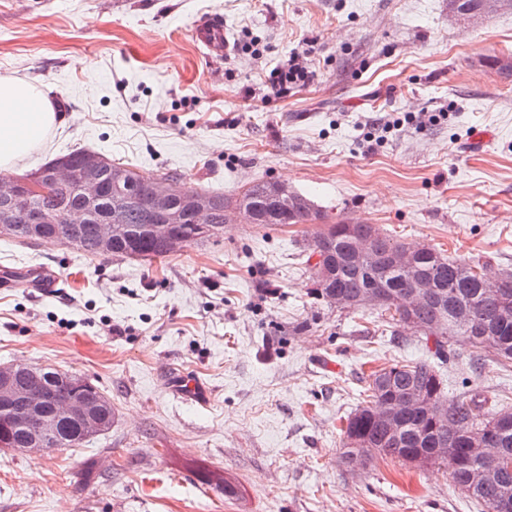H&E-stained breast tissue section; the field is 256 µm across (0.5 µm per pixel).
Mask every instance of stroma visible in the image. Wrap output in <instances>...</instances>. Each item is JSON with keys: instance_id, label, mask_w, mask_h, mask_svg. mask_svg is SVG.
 I'll return each mask as SVG.
<instances>
[{"instance_id": "1", "label": "stroma", "mask_w": 512, "mask_h": 512, "mask_svg": "<svg viewBox=\"0 0 512 512\" xmlns=\"http://www.w3.org/2000/svg\"><path fill=\"white\" fill-rule=\"evenodd\" d=\"M203 17L228 30L222 59L192 40ZM294 51L313 79L273 93ZM510 54L512 12L463 25L448 0H0V76L64 115L14 176L83 148L228 198L275 181L495 274L512 272V78L484 60ZM316 230L233 222L150 264L0 237V365L74 373L115 411L78 448L0 449V512H480L444 468L342 463L366 376L430 354L377 310L311 296ZM35 265L55 290L32 288ZM178 370L208 407L173 398ZM439 371L449 396L512 409V368L463 345Z\"/></svg>"}]
</instances>
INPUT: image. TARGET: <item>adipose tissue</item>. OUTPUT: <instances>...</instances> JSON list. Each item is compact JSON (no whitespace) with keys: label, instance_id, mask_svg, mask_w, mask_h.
I'll use <instances>...</instances> for the list:
<instances>
[{"label":"adipose tissue","instance_id":"adipose-tissue-1","mask_svg":"<svg viewBox=\"0 0 512 512\" xmlns=\"http://www.w3.org/2000/svg\"><path fill=\"white\" fill-rule=\"evenodd\" d=\"M60 121L36 86L0 78V171L11 170L22 155L40 146Z\"/></svg>","mask_w":512,"mask_h":512}]
</instances>
